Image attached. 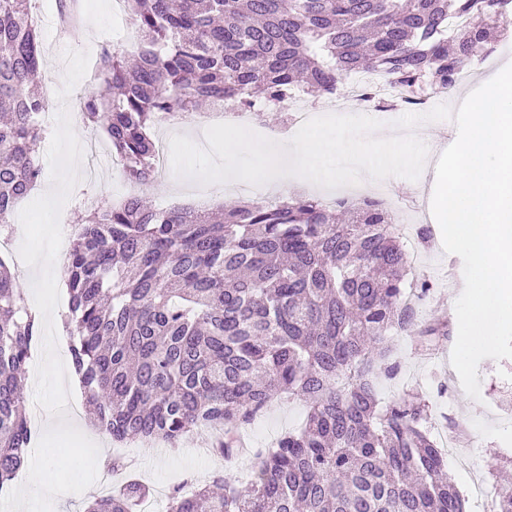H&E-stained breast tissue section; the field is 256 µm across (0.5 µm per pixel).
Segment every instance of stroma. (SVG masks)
<instances>
[{
  "label": "stroma",
  "mask_w": 512,
  "mask_h": 512,
  "mask_svg": "<svg viewBox=\"0 0 512 512\" xmlns=\"http://www.w3.org/2000/svg\"><path fill=\"white\" fill-rule=\"evenodd\" d=\"M115 2L78 0L77 26L83 28L84 33L76 37L71 29L56 25L58 0H32L31 15L39 22L44 54L39 75L43 88L54 93L62 87L64 50H85L93 59L99 58L106 48L133 52V45L124 41L122 31L114 24ZM493 58L492 65L486 67L477 61H468L465 70L471 75L470 83L450 95L435 94L434 104L458 108L462 97L479 87L483 78L493 75L503 64L512 63V38L496 47ZM199 190V185L178 182L170 168L161 171L159 178L146 187L129 184L117 168L99 171L94 177L84 174L65 205L61 228L70 233L80 224L79 201L85 195L116 204L137 194L155 206L164 207L193 202ZM409 231L404 245L416 268L409 271L407 279L412 283L426 279L434 285L432 295L418 306V318L448 321V333L426 338L405 333L394 337L392 358L398 363L399 372L393 378L380 380L378 393L385 403L396 401L407 392L419 394L429 406L434 435H450L459 427L468 428L469 437L457 452L467 456L469 463L463 467L456 458L448 459V475L461 493L468 495L469 512H495L496 499L476 500L470 498L469 492L477 481L495 490L512 480V358L481 361L478 367L481 398L476 401L467 396L450 363L457 327L449 322V308L462 292V261L444 251L441 233H434L424 244L416 236L417 225H410ZM306 411L305 404L299 400L272 404L241 429L246 442L245 454L220 462L202 453L201 439L197 436L186 437L176 448L157 447L142 441L118 446L86 423H79L78 428L99 445L100 458L115 452L134 458L135 471L152 486L154 497L165 498L176 485L181 486L184 493H192L197 483L210 480L218 472L232 483L246 486L251 479L255 452L273 446L280 437L297 430Z\"/></svg>",
  "instance_id": "35a3bbf8"
}]
</instances>
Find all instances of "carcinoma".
<instances>
[{
    "label": "carcinoma",
    "mask_w": 512,
    "mask_h": 512,
    "mask_svg": "<svg viewBox=\"0 0 512 512\" xmlns=\"http://www.w3.org/2000/svg\"><path fill=\"white\" fill-rule=\"evenodd\" d=\"M31 0H0V231L41 178L47 100ZM136 61L102 53L79 97L127 180L155 172L150 129L202 102L260 105L338 91L367 70L407 92L450 89L461 63L503 41L497 0H124ZM473 26L448 30V17ZM64 280L72 367L114 442L176 446L221 425L217 454L275 398L306 404L304 425L258 454L244 489L215 476L168 512H468L413 394L382 404L397 373L390 337L416 325L407 255L378 201L292 196L159 209L138 196L85 210ZM42 327L0 257V490L32 448L22 393ZM130 476L87 512H137Z\"/></svg>",
    "instance_id": "1"
}]
</instances>
